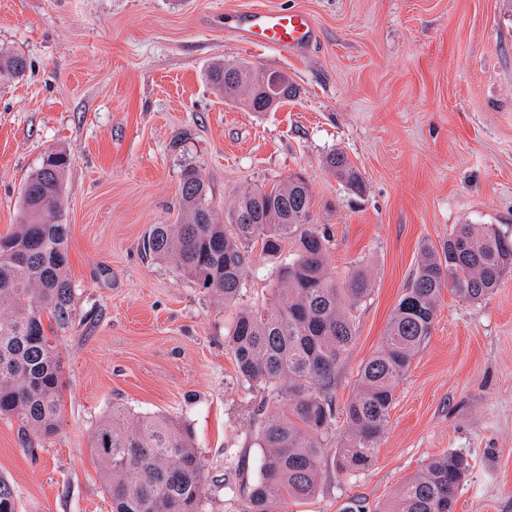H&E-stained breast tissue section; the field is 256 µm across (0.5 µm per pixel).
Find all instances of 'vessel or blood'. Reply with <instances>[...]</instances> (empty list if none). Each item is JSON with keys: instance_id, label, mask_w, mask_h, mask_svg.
Segmentation results:
<instances>
[{"instance_id": "1", "label": "vessel or blood", "mask_w": 512, "mask_h": 512, "mask_svg": "<svg viewBox=\"0 0 512 512\" xmlns=\"http://www.w3.org/2000/svg\"><path fill=\"white\" fill-rule=\"evenodd\" d=\"M243 36L249 44L271 47L285 54L309 47L316 33L305 13L258 10L249 14Z\"/></svg>"}]
</instances>
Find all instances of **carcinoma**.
Returning <instances> with one entry per match:
<instances>
[{
	"mask_svg": "<svg viewBox=\"0 0 512 512\" xmlns=\"http://www.w3.org/2000/svg\"><path fill=\"white\" fill-rule=\"evenodd\" d=\"M25 70V57L0 50V77ZM207 80L249 112L296 95L287 74L245 61L216 64ZM324 164L350 189H362L344 152L329 153ZM66 165L62 153L43 158L23 186L21 223L0 234V416L38 437L54 434L62 422L60 367L43 317L64 326L72 313L68 229L56 221ZM311 203L305 178L292 174L270 188L243 189L221 217L207 183L188 168L175 223L152 225L142 242L145 256L171 262L226 304L243 294L254 241L269 259L291 245L288 260L276 267L272 298L240 310L226 336L238 379L260 394L249 423L263 450L261 476L241 478L242 512H277L284 501L312 497L328 472L353 476L369 468L397 384L430 338L443 292L480 301L512 271V237L493 224H458L440 248L421 249L379 349L358 370L357 392L342 408L346 432L327 464L324 449L336 431V374L354 344L355 313L371 279L364 269L342 282L328 275L332 239L312 223ZM92 449L102 460L112 512H204L208 473L186 425L114 405L100 420ZM470 473L467 457L450 451L405 480L388 502L370 507L354 499L344 512H454ZM16 508L13 487L0 478V512Z\"/></svg>",
	"mask_w": 512,
	"mask_h": 512,
	"instance_id": "carcinoma-1",
	"label": "carcinoma"
}]
</instances>
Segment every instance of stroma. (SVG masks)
I'll return each mask as SVG.
<instances>
[{
  "label": "stroma",
  "mask_w": 512,
  "mask_h": 512,
  "mask_svg": "<svg viewBox=\"0 0 512 512\" xmlns=\"http://www.w3.org/2000/svg\"><path fill=\"white\" fill-rule=\"evenodd\" d=\"M255 8L308 13L315 42L288 56L246 45ZM1 48L27 69L0 78V234L18 224L21 188L43 157L69 160L62 424L29 443L0 417V476L18 512H111L92 437L116 405L190 425L208 467L205 512H240V473L260 475L245 419L253 394L225 336L237 308L268 300L275 263L253 243L243 295L227 306L143 257L151 225L176 218L185 168L219 209L246 187L302 174L313 219L332 236L329 274L369 267L373 290L336 377L340 406L421 247H439L458 224L512 234V0H0ZM239 60L286 73L296 96L270 112L225 101L206 73ZM337 149L362 194L325 169ZM450 451L472 465L456 512H512V273L479 302L444 293L372 466L324 478L314 497L279 510L383 503Z\"/></svg>",
  "instance_id": "stroma-1"
}]
</instances>
